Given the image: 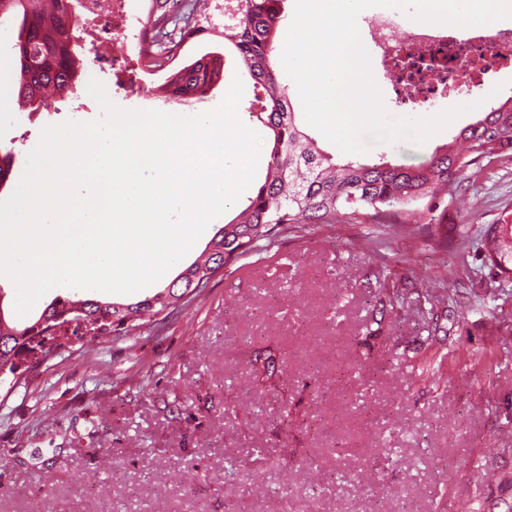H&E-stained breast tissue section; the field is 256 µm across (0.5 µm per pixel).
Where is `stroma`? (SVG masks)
Here are the masks:
<instances>
[{
    "mask_svg": "<svg viewBox=\"0 0 512 512\" xmlns=\"http://www.w3.org/2000/svg\"><path fill=\"white\" fill-rule=\"evenodd\" d=\"M478 113L362 159L418 164ZM69 117L0 112V199ZM459 195L431 224L289 226L165 318L0 377V512H512V280L481 247L512 224V148ZM267 347L281 372L258 384Z\"/></svg>",
    "mask_w": 512,
    "mask_h": 512,
    "instance_id": "35a3bbf8",
    "label": "stroma"
}]
</instances>
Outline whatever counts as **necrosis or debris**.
<instances>
[{
    "label": "necrosis or debris",
    "mask_w": 512,
    "mask_h": 512,
    "mask_svg": "<svg viewBox=\"0 0 512 512\" xmlns=\"http://www.w3.org/2000/svg\"><path fill=\"white\" fill-rule=\"evenodd\" d=\"M73 18L95 49L91 67L112 74L132 62L129 55L114 52V44L148 34L134 0H75ZM364 39L373 48L372 62L398 83L408 114L431 111L483 88L489 75L512 72V27H407L391 11L368 21Z\"/></svg>",
    "instance_id": "1"
}]
</instances>
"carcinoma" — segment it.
<instances>
[{"label":"carcinoma","mask_w":512,"mask_h":512,"mask_svg":"<svg viewBox=\"0 0 512 512\" xmlns=\"http://www.w3.org/2000/svg\"><path fill=\"white\" fill-rule=\"evenodd\" d=\"M178 16L169 15L167 0H155L150 14L153 29L169 36L165 45L153 42L142 50L145 66L172 65L184 36L215 28L205 0H179ZM235 22L224 27V42L236 62L249 74L255 89L249 116L273 134L264 180L248 204L225 223L201 255L163 290L137 302L120 304L95 298L57 297L40 318L18 328L9 324L0 308V371L14 374L24 352L32 350L35 336H53L49 328L72 329L102 321L124 333L131 322L154 318L176 307L185 296L203 288L220 267L251 252L258 241L271 239L289 224L311 221L333 223L355 220L373 211L413 208L438 195L458 197L457 181L464 170L496 150L512 148V103H503L460 130L453 140L417 165H396L380 156L373 164L338 163L323 151L297 117L288 86L275 69L278 32L286 0H236ZM15 15L19 32L12 45L18 65L17 100L29 111L47 108L52 98L68 92L86 69L89 58L78 56L81 38L72 20L70 0H0V19ZM224 76V55L209 52L171 70L160 90L170 99H202ZM492 266L512 273V230L489 227L482 239ZM277 358L267 348L253 361L255 381L276 376Z\"/></svg>","instance_id":"1"}]
</instances>
